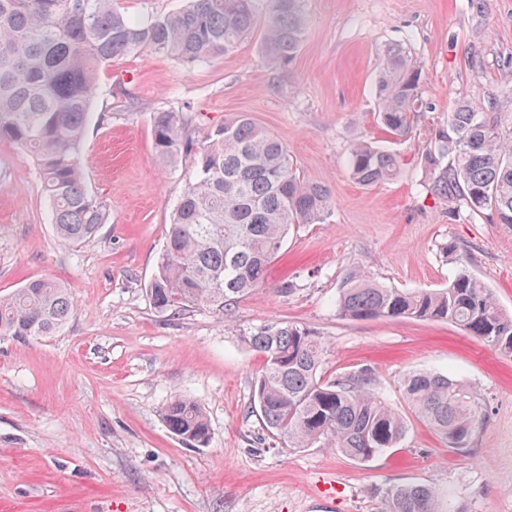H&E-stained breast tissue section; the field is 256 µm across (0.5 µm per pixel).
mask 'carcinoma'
Returning <instances> with one entry per match:
<instances>
[{
  "mask_svg": "<svg viewBox=\"0 0 512 512\" xmlns=\"http://www.w3.org/2000/svg\"><path fill=\"white\" fill-rule=\"evenodd\" d=\"M188 0L147 21L131 20L113 0H0V138L36 159L59 241L79 246L107 223L105 206L88 189L78 154L91 120L99 70L142 51L187 65L223 56L262 28L268 66L291 64L305 33L304 0ZM422 68L394 44L384 51L376 80L377 121L395 139L407 136L424 103ZM155 152L165 165L193 157L194 179L173 209L166 242L147 292L160 313L192 308L227 310L266 286L269 266L290 230L322 224L332 207L326 185L306 179L287 146L240 113L190 136L188 109L153 113ZM453 155V167L443 164ZM432 190L458 196L474 214L512 226V110L491 98L478 110L467 101L448 115L425 155ZM402 158L370 142H355L350 177L366 187L395 178ZM456 266L444 288H389L362 268L343 281L336 311L350 320L414 319L450 322L488 346L512 355V313L467 269L456 245L443 248ZM74 298L63 284L34 279L0 297V336H51L69 320ZM242 339L262 354L254 400L267 428L289 448H337L360 461L405 440L404 417L381 400L371 372L325 379L324 343L310 328L264 324ZM405 399L419 418L448 441L466 448L481 423L466 383L419 370L402 379ZM168 430L201 447L210 427L201 405L178 396L164 409ZM433 488L400 485L386 492L385 512H441Z\"/></svg>",
  "mask_w": 512,
  "mask_h": 512,
  "instance_id": "obj_1",
  "label": "carcinoma"
}]
</instances>
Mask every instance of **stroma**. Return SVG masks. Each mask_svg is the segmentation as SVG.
<instances>
[{
	"mask_svg": "<svg viewBox=\"0 0 512 512\" xmlns=\"http://www.w3.org/2000/svg\"><path fill=\"white\" fill-rule=\"evenodd\" d=\"M305 12L299 52L280 70L265 63L257 31L190 68L138 53L102 70L79 161L108 220L80 246L58 242L34 158L0 141V296L50 278L75 301L54 335L0 336V512H384L386 490L412 483L435 488L442 512H512V356L446 322L336 312L357 267L392 288L444 287L448 242L512 312V227L432 193L424 164L457 102L480 105L512 85V0H306ZM396 43L423 67L426 108L393 142L376 120L374 82ZM183 106L198 139L248 114L332 191L325 223L291 231L266 288L228 312L161 315L146 293L192 175L189 159L159 162L151 116ZM359 139L400 152L399 175L353 181L345 163ZM285 281L294 288L284 295ZM282 321L320 334L325 377L371 370L407 420L401 447L358 462L267 434L254 400L264 359L241 336ZM416 369L472 388L482 422L469 447H449L409 408L401 380ZM176 396L202 406L207 446L166 427Z\"/></svg>",
	"mask_w": 512,
	"mask_h": 512,
	"instance_id": "obj_1",
	"label": "stroma"
}]
</instances>
